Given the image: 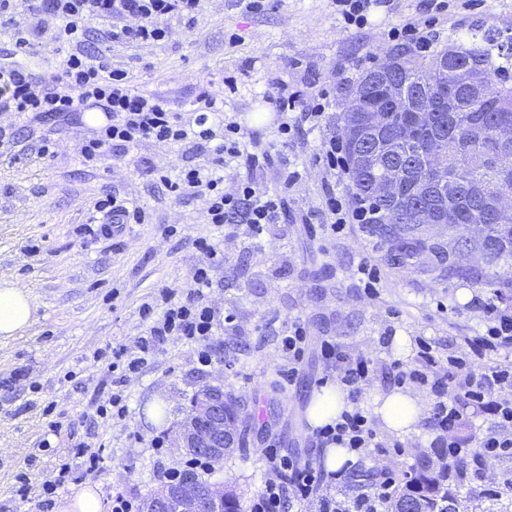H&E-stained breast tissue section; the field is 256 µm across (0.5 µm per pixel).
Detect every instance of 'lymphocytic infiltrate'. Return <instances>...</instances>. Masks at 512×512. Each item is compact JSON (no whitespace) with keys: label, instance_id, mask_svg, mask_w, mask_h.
Here are the masks:
<instances>
[{"label":"lymphocytic infiltrate","instance_id":"lymphocytic-infiltrate-1","mask_svg":"<svg viewBox=\"0 0 512 512\" xmlns=\"http://www.w3.org/2000/svg\"><path fill=\"white\" fill-rule=\"evenodd\" d=\"M201 0H0V33L8 37L16 51L27 53L34 44L47 46L48 68L35 74L21 65L0 66V112L31 113L42 123L56 121L79 111L89 103L101 105L106 118L81 153L92 161L105 149L118 152L144 140L158 144L188 143L193 151L213 148L211 162L183 166L177 180L156 169L148 176L169 185L171 191H204L208 198L210 224H244L254 235H263L271 224L280 223L288 208V191L298 179L282 155L292 129L290 116L299 113L305 120L320 124L332 101L323 91L304 93L290 89L282 79L272 80L265 101L281 122L278 139L261 144L249 141L241 125L224 117V101L209 89L196 99L192 118L174 111L170 100L144 90L126 70L112 67L91 44L92 32L116 45L159 44L169 37L168 21L178 18L186 29H194ZM239 160L250 176L236 191L224 190V178L217 167L226 159ZM278 166L280 189L270 192L261 176L266 168ZM94 209L102 219L100 230L110 234L116 224H141L145 211L108 194L97 200ZM320 214L332 232L346 224H375L380 212L372 201L351 196L341 198L326 192ZM193 288L185 300H177L176 289H162L158 301L141 306L149 325L137 340L136 353L119 348L112 354L111 371L117 383H124L153 355L157 344L168 336L207 342L221 325L214 310L206 305L204 291L213 279L208 268H196ZM467 355L449 356L440 361L427 342H420L416 356L408 364H385L372 356L352 354L336 342L321 343L326 374L335 378L349 394L357 396L370 380L393 381L427 392L431 401V429L439 447L460 455L459 426L472 416L488 415L492 422L482 433L481 455L467 462L474 476H481L487 456H512V361L499 355L512 350V309L496 311L485 333L466 338ZM311 447L336 444L355 452L358 460L369 458L380 442L373 418L360 405L343 411L335 423L312 430ZM266 470L261 487L247 502L246 512H292L312 500L318 512H387L397 478L379 472L367 492L356 494L350 479L356 462L341 470L325 472L299 463L268 448L264 451ZM335 494H328V487Z\"/></svg>","mask_w":512,"mask_h":512}]
</instances>
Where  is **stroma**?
I'll use <instances>...</instances> for the list:
<instances>
[{
	"mask_svg": "<svg viewBox=\"0 0 512 512\" xmlns=\"http://www.w3.org/2000/svg\"><path fill=\"white\" fill-rule=\"evenodd\" d=\"M447 2L436 16L425 0H380L365 26L345 32L330 0H267L264 11L252 14L235 0H203L195 29L170 20L164 44L100 43L114 67L133 71L137 83L171 100L175 111L190 110L202 87L223 94L225 112L264 142L274 139L279 122L264 101L270 76L295 90L335 95L319 129L299 121L290 133L286 155L302 178L288 192L287 216L259 238L243 224H207L205 195L179 196L137 173L147 162L175 174L187 162L184 144L143 142L122 160L107 152L86 163L81 148L94 128L80 112L55 124L56 156L43 160L37 156L43 127L0 112L6 132L0 140V276L28 288L39 305L25 334L0 340V512H56V502L89 477L99 481L106 501L116 492L140 501L160 490L159 467L186 460L176 446V425L205 382L223 383L236 401L242 438L207 479L223 482L247 503L262 483L266 446L317 466L325 458L321 451L305 454L306 409L324 373L322 340L406 364L421 337L443 359L462 353L465 337L484 331L491 307H512V292L449 278L434 258L421 269L394 267L372 226L331 235L317 215L326 187L320 142L338 133L349 86L384 51L397 48L388 36L392 28L416 22L438 50L478 27L496 34L499 51L512 50V0ZM144 60L151 69H141ZM227 77L235 79V93L226 92ZM109 192L142 206L148 223L124 225L110 236L91 232L93 206ZM168 226L176 227L175 235H164ZM202 237L224 252L206 301L232 317L211 343L212 363L200 367L194 344L167 337L124 384L126 419L101 418L97 408L112 392L113 347H134L146 329L140 307L162 288L188 293L192 271L209 261L196 245ZM366 258L380 272L375 299L358 272ZM296 321L308 343L302 369L289 383L278 366L282 339ZM390 331L402 343L382 347L379 338ZM412 393L421 405L419 433L401 438L379 429L386 446L370 465L400 473L421 457L440 456L426 428L431 400L421 388ZM156 397L166 404L157 427L147 425L144 414ZM82 445L97 453V465L77 455ZM63 465L72 482L45 497L44 482ZM22 484L28 487L23 496L17 492Z\"/></svg>",
	"mask_w": 512,
	"mask_h": 512,
	"instance_id": "stroma-1",
	"label": "stroma"
}]
</instances>
